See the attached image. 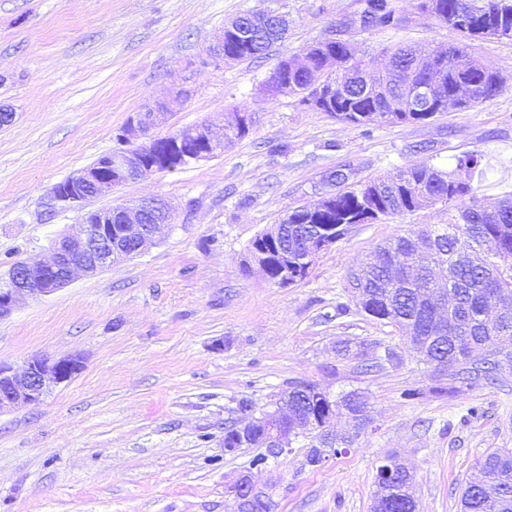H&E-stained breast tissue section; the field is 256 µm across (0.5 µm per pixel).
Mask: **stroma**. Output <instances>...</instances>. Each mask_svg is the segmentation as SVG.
<instances>
[{
    "instance_id": "1",
    "label": "stroma",
    "mask_w": 512,
    "mask_h": 512,
    "mask_svg": "<svg viewBox=\"0 0 512 512\" xmlns=\"http://www.w3.org/2000/svg\"><path fill=\"white\" fill-rule=\"evenodd\" d=\"M268 0H0V275L44 258L84 211L145 195L168 201L172 224L139 256L26 298L0 319V361L80 355L84 367L41 401L0 413V512H228L227 486L256 451H224L239 400L274 410L298 382L369 399L367 429L321 467L308 440L253 471L273 512H372L377 466L391 455L415 473L419 512H460L478 460L512 449V366L496 384L447 375L398 330L360 311L351 272L379 243L448 221L436 205L352 225L307 275L276 285L245 268L256 235L334 193L331 172L367 183L409 165L451 170L478 153L492 203L512 194V40L472 41L498 72L485 103L422 123L354 125L272 95L279 62L324 41L337 20L371 58L404 42L422 52L459 34L407 7L399 32L360 27L361 0H281L288 36L267 57L231 65L210 48L226 23ZM165 116L164 137L223 114L252 116L218 157L113 187L84 210L56 209L51 188L116 147L130 116ZM418 398H409V391Z\"/></svg>"
}]
</instances>
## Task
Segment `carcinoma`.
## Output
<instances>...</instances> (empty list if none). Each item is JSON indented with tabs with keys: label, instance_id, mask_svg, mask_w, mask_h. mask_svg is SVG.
Wrapping results in <instances>:
<instances>
[{
	"label": "carcinoma",
	"instance_id": "cac0c4a2",
	"mask_svg": "<svg viewBox=\"0 0 512 512\" xmlns=\"http://www.w3.org/2000/svg\"><path fill=\"white\" fill-rule=\"evenodd\" d=\"M397 0H364L360 23L364 30L397 31L404 27L405 17L396 6ZM417 9L441 18L446 23L464 15L468 24L457 29L463 43L451 46L446 51H437L432 57L421 61L416 50L406 44H397L383 49L372 59L375 73L370 75L372 83L384 86L393 79L411 77L417 83H425L434 92L446 95L459 82L471 86L468 108L493 99L500 92L495 82L497 74L488 67L474 66L468 54L467 41L485 38V30L504 27L512 31V0H417ZM337 38L310 46L302 53L282 60L268 79L269 87L276 94L301 96L308 102L311 88L320 80L339 77L348 69L352 58L350 44ZM283 35L270 24L255 27L252 37L246 41L224 30V49L236 61H253L268 54ZM383 104L382 95L371 90H360L347 84L337 91L335 113L337 119L357 124L375 123L371 111ZM440 113L435 106L420 101L407 111L397 110L389 123L424 122ZM482 157L467 154L457 161L456 170L448 172L434 165L408 166L378 178L387 185L388 195L384 209L392 216L414 213L437 204L452 206L448 223L434 231L435 238L428 254L420 259L422 278L436 280L437 275L447 269L452 272L449 280L456 284L452 292L458 297L456 316L448 319V331L444 338L434 337V322L441 316L439 307L417 301L414 280L406 277L389 280L391 259L381 265L369 260L350 276L349 283L357 284L370 294L368 310L373 318L391 324L411 334L417 341V350L424 360L432 364L447 361L448 368H456L448 382V391L457 392L455 383L461 375L469 372V366L479 365L487 379H493L504 361L512 363V317L501 319L497 304L512 305V196L506 195L508 203L491 214L477 197L472 181L482 178ZM336 183L344 188L336 192V200L318 215L317 223L336 226V236L344 235L346 227L362 224L360 216L369 201L368 185L356 186L348 183L349 175L342 170L334 173ZM471 233L476 237L480 257L464 261L456 249L457 237ZM412 229L406 230L386 243L376 247L375 257L395 245L410 246ZM489 346L496 349V356L478 357V350ZM288 408H296L309 420L319 421L325 415L320 395L314 386L300 383L284 394ZM339 405L351 423L352 432L336 436V442L326 439L308 446L306 464L317 467L322 464L333 444H348L368 424V400L364 393L351 391L340 398ZM255 441V436L243 438L234 428H224V447L242 448ZM480 469L489 480L486 488L466 487L461 497L462 512H512V451L495 450L484 456ZM377 500L388 512H407L414 497L413 475L404 464L389 479L377 480Z\"/></svg>",
	"mask_w": 512,
	"mask_h": 512
}]
</instances>
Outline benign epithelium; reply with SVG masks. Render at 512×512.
I'll return each instance as SVG.
<instances>
[{
	"label": "benign epithelium",
	"mask_w": 512,
	"mask_h": 512,
	"mask_svg": "<svg viewBox=\"0 0 512 512\" xmlns=\"http://www.w3.org/2000/svg\"><path fill=\"white\" fill-rule=\"evenodd\" d=\"M336 80H328L316 88L314 100L330 104L336 95ZM403 100L413 101L429 95V88L415 85L406 80L401 83ZM162 113L148 107L132 115L122 133L117 135L118 146L100 156L91 165L75 172L67 180L56 185L51 191L55 206L62 210L81 209L89 199L104 196L112 187L142 178L163 169L173 170L172 161L186 165L201 161L224 147V136H232L248 124L249 114L229 112L222 123L217 125L204 121L178 130L175 135L152 138V143H165V153L155 158H146L129 148L128 133L139 130L149 131L157 124ZM173 213L167 202L160 198L148 197L133 205H109L84 214L78 230L65 235L52 245V255L46 261L22 259L11 267L8 276L0 280V318L10 315L20 300L48 296L57 286L68 283L76 270L93 274L118 261L133 258L153 243L160 225L171 222ZM287 224H275L250 246L249 260L252 266L264 270L270 259L279 257L265 248V244L278 241L284 236ZM303 250L295 266L282 262L278 279L286 284L301 278L308 271L313 258L321 251L336 243L333 236L324 237L315 232L303 236ZM419 299L435 302L444 314L451 315L455 300L446 288H421ZM83 368L79 355L58 359L35 356L20 370L0 362V412L39 401L52 385L71 379ZM324 398L326 415L319 429H313V422L294 419L288 422V407L280 406L268 414L240 425L243 430H258L261 434L259 447L264 456L278 458L290 450L293 438L302 430L320 436L335 432L333 421L340 408L336 400L326 392L317 390ZM231 499V512H263L268 502L267 494L257 489L249 472L240 474L227 487Z\"/></svg>",
	"instance_id": "benign-epithelium-1"
}]
</instances>
